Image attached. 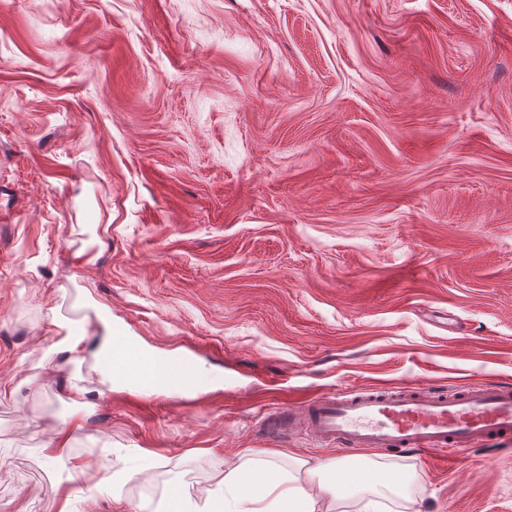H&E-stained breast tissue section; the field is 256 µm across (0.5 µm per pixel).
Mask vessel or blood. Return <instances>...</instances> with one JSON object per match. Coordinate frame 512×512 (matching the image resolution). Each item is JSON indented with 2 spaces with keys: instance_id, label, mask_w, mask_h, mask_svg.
Wrapping results in <instances>:
<instances>
[{
  "instance_id": "b4317fda",
  "label": "vessel or blood",
  "mask_w": 512,
  "mask_h": 512,
  "mask_svg": "<svg viewBox=\"0 0 512 512\" xmlns=\"http://www.w3.org/2000/svg\"><path fill=\"white\" fill-rule=\"evenodd\" d=\"M109 364L117 379L135 378L143 392L157 384L178 389L192 379L181 355L156 362L133 341L117 339ZM309 435L344 448H396L425 452L440 463L473 447L512 443V387L482 383L452 392L413 384L392 388L350 387L308 400L301 416Z\"/></svg>"
}]
</instances>
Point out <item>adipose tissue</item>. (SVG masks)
<instances>
[{
	"label": "adipose tissue",
	"mask_w": 512,
	"mask_h": 512,
	"mask_svg": "<svg viewBox=\"0 0 512 512\" xmlns=\"http://www.w3.org/2000/svg\"><path fill=\"white\" fill-rule=\"evenodd\" d=\"M62 339L57 350L69 353L77 362L91 360L103 387L113 388L118 381L106 364L116 341L113 332H106L102 344L85 352L84 337L73 332L68 324H60ZM335 464L296 460L295 468L283 471L269 459L241 454L236 462L225 465L220 501L201 503L184 492H177L162 512H343L346 484L336 479Z\"/></svg>",
	"instance_id": "1"
}]
</instances>
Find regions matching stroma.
<instances>
[{
    "label": "stroma",
    "instance_id": "35a3bbf8",
    "mask_svg": "<svg viewBox=\"0 0 512 512\" xmlns=\"http://www.w3.org/2000/svg\"><path fill=\"white\" fill-rule=\"evenodd\" d=\"M101 304L210 403L49 357ZM487 380L512 384V0H0V512H158L246 449L410 479L383 512H512V450L441 471L267 431Z\"/></svg>",
    "mask_w": 512,
    "mask_h": 512
}]
</instances>
